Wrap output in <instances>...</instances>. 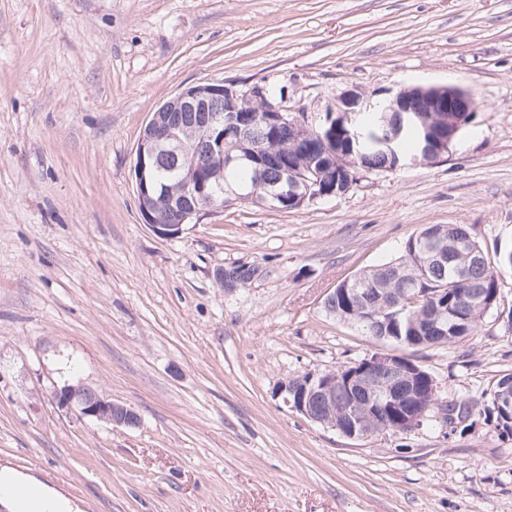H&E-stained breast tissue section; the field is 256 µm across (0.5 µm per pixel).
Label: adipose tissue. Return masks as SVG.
Wrapping results in <instances>:
<instances>
[{"instance_id":"adipose-tissue-1","label":"adipose tissue","mask_w":512,"mask_h":512,"mask_svg":"<svg viewBox=\"0 0 512 512\" xmlns=\"http://www.w3.org/2000/svg\"><path fill=\"white\" fill-rule=\"evenodd\" d=\"M0 507L5 512H83L74 499L10 465L0 466Z\"/></svg>"}]
</instances>
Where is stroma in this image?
<instances>
[{
    "mask_svg": "<svg viewBox=\"0 0 512 512\" xmlns=\"http://www.w3.org/2000/svg\"><path fill=\"white\" fill-rule=\"evenodd\" d=\"M275 83L288 107L448 84L481 102L440 160L360 171L293 212L232 202L173 238L132 176L182 88ZM432 224L512 248V0H0V465L84 512H512V437L349 439L288 407L306 371L397 353L324 300ZM243 265L235 288L216 279ZM512 272L478 332L414 360L444 398L512 373ZM83 383L136 411L58 406ZM55 396L62 408L77 412L83 418L127 427H135L140 423L135 411L83 384H67L57 390Z\"/></svg>",
    "mask_w": 512,
    "mask_h": 512,
    "instance_id": "stroma-1",
    "label": "stroma"
}]
</instances>
